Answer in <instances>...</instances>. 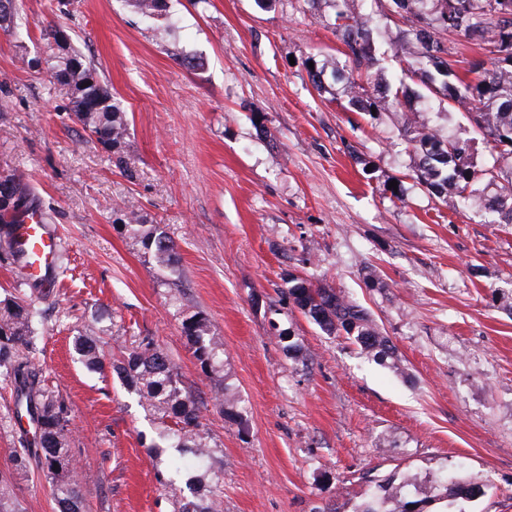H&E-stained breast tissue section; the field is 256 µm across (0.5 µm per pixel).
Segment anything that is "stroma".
<instances>
[{
	"mask_svg": "<svg viewBox=\"0 0 512 512\" xmlns=\"http://www.w3.org/2000/svg\"><path fill=\"white\" fill-rule=\"evenodd\" d=\"M24 32L0 30V173L24 172L61 239L58 284L41 301L30 359L65 401L84 512H177L189 492L149 453L160 424L111 370L74 362L94 324L112 359L149 336L201 401L223 512H327L368 480L410 467L486 479L463 512H512V224L456 213L412 177L406 120L492 157L461 111L437 99L371 117L347 109L343 82L315 89L305 62L344 63L325 0H167L145 23L131 0H18ZM53 26L93 61L120 100V152L92 138L50 77ZM201 58L189 70L169 56ZM123 157L126 169L115 165ZM400 180L402 197L388 182ZM177 246L159 271L125 228L127 208ZM367 307L399 368L360 357L284 300L288 275ZM200 311L224 344L242 424L211 400L181 333ZM287 329L305 360L290 359ZM0 371V470L22 426ZM388 447H380L382 439ZM23 512H57L35 468L16 472Z\"/></svg>",
	"mask_w": 512,
	"mask_h": 512,
	"instance_id": "35a3bbf8",
	"label": "stroma"
}]
</instances>
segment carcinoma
<instances>
[{
    "label": "carcinoma",
    "instance_id": "obj_1",
    "mask_svg": "<svg viewBox=\"0 0 512 512\" xmlns=\"http://www.w3.org/2000/svg\"><path fill=\"white\" fill-rule=\"evenodd\" d=\"M326 2L334 7L333 26L344 45L343 78L350 111L390 112L415 95L414 84L450 109H466L469 122L494 153L493 163L477 165L467 143L408 120L404 136L413 151V178L454 209L475 201L491 221L512 224V52L502 50L505 38L512 37V0H388L392 12L399 16L396 32L389 36L399 71L394 83L385 85L373 79L379 59L369 20L357 14L354 0ZM452 38L482 50L462 76L448 48ZM308 61L314 63V68L308 69L309 79L319 91L325 72L334 73L336 68L326 58L310 57ZM51 75L60 85L78 89L70 112L91 137L104 146L123 142L127 125L120 104L96 80L95 69L78 51L71 50L65 58L51 56ZM5 180L13 184L20 204L9 216L0 214L3 226L14 223L17 214L31 207L29 188L22 176L12 172ZM127 227L153 255L160 271L173 266L176 244L159 226L144 229L138 213L131 210ZM283 294L326 335L342 337L357 354L399 368L397 346L378 329L365 308L344 294L301 276L289 278ZM40 315L33 303L12 294L0 295V367L10 370L16 419L27 416L35 425L33 440L15 450L12 468L22 471L35 463L52 488L58 512H82L81 484L69 448L68 407L43 385L39 372L24 354L32 347L33 325ZM182 333L192 345L201 372L211 379L220 377L224 344L207 315L199 311L186 317ZM72 352L87 369L102 371L110 365L124 385L140 394L144 410L165 426L161 443L179 449V456L168 459L175 475L195 469L187 484L199 500L182 503L180 512H219V477L205 463L211 446L200 421V406L183 385L169 355L145 336L122 358L109 362L101 336L89 325L73 336ZM215 400L225 418H242L239 400L227 387L219 389ZM484 487L486 481L477 474L446 469L429 474L423 487L409 471L397 468L371 481L352 512H448V505L455 500L474 498ZM0 512H21L10 482L3 476Z\"/></svg>",
    "mask_w": 512,
    "mask_h": 512
}]
</instances>
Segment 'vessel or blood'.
<instances>
[{
	"label": "vessel or blood",
	"mask_w": 512,
	"mask_h": 512,
	"mask_svg": "<svg viewBox=\"0 0 512 512\" xmlns=\"http://www.w3.org/2000/svg\"><path fill=\"white\" fill-rule=\"evenodd\" d=\"M12 260L17 272L26 279L41 281L50 288L58 277V240L40 211L21 213L10 226Z\"/></svg>",
	"instance_id": "b4317fda"
}]
</instances>
